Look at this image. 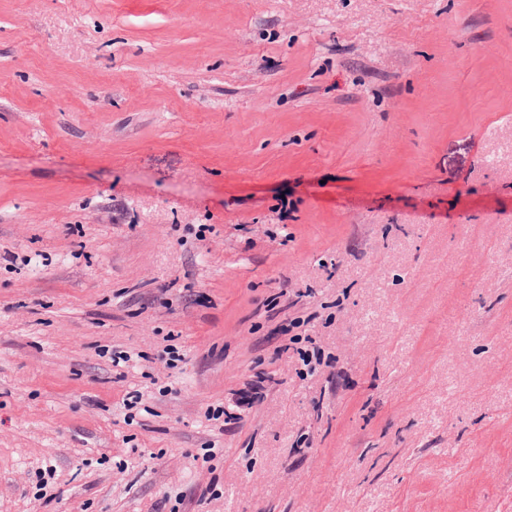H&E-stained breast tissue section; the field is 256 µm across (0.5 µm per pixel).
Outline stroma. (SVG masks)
<instances>
[{
  "label": "stroma",
  "instance_id": "obj_1",
  "mask_svg": "<svg viewBox=\"0 0 512 512\" xmlns=\"http://www.w3.org/2000/svg\"><path fill=\"white\" fill-rule=\"evenodd\" d=\"M0 512H512V0H0Z\"/></svg>",
  "mask_w": 512,
  "mask_h": 512
}]
</instances>
